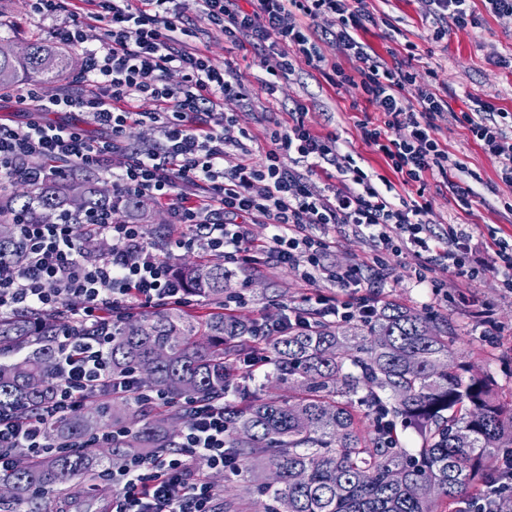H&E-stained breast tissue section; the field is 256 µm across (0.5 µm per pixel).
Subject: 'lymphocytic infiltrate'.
I'll use <instances>...</instances> for the list:
<instances>
[{
  "label": "lymphocytic infiltrate",
  "mask_w": 512,
  "mask_h": 512,
  "mask_svg": "<svg viewBox=\"0 0 512 512\" xmlns=\"http://www.w3.org/2000/svg\"><path fill=\"white\" fill-rule=\"evenodd\" d=\"M185 0H31L35 16L46 21L54 42L82 48L86 65L72 87L47 95L40 88L21 89L16 100L27 118L0 122V177L8 178L29 157L53 159L47 170H32L34 182L84 173L108 175L118 200L150 197L183 224L176 246L200 238L225 264L244 268L274 260L295 268L307 280L323 276L335 293L305 296L267 325L269 334L291 326L306 327L310 314L340 323L372 316L378 297L353 301L369 266H382L390 253L407 252L421 260L418 283L428 282L431 266L471 279L492 275L512 294V241L485 243V257L472 245L469 225L433 230L427 199L391 200L343 152L335 133H321L305 117L308 107L294 101L288 119L266 129L269 144L262 163H254L246 146L250 130L224 113L225 101H249L244 77L215 66L204 52L187 43L190 18ZM199 18L219 30L232 45L248 43L267 58L261 92L275 98L281 79L294 71L283 53L292 46L332 87H357L363 102L382 116L363 120L362 139L382 154L402 185H422L427 177L451 178L463 165L436 136L435 119L448 107L432 83L386 59L359 33L374 24L366 0H199ZM331 15L329 30L314 20ZM96 23L97 46L85 44L84 29ZM334 50L337 61L326 52ZM178 74L179 84L169 81ZM149 101L153 111H139ZM46 112H79L84 123L42 122ZM463 121L476 143L499 162L498 175L512 184V112L483 103ZM106 130L105 138L88 135L87 125ZM150 125L160 140L129 147L132 127ZM238 161L229 164L231 150ZM123 155L119 166L110 158ZM264 224V243L249 238L241 218ZM347 226L375 247L371 262L329 268L326 256L332 232ZM109 239V254L91 258L84 235ZM16 244L22 263L0 267V316L31 307L56 310L68 306L74 323L92 328L89 336L63 333L61 377L53 397L34 416H0V472L15 467L18 452L41 456L49 442L45 424L79 411L85 393L108 386L107 316L132 305L181 306L186 293L160 260L143 225L121 221L109 211L81 215L61 211L49 222L21 221ZM191 415L173 452L126 458L100 471L106 495L103 512H217V489L193 473L194 467H227V428L221 401L188 400ZM512 497V456H503L480 498L465 512H498Z\"/></svg>",
  "instance_id": "f902f5d3"
}]
</instances>
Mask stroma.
<instances>
[{
  "mask_svg": "<svg viewBox=\"0 0 512 512\" xmlns=\"http://www.w3.org/2000/svg\"><path fill=\"white\" fill-rule=\"evenodd\" d=\"M473 6L480 27H453L444 39L437 40L433 33L440 22L426 16L425 0H368L376 24L365 39L383 54L392 47L390 35L397 29L417 45L408 66L419 80H432L447 100L448 112L438 120L436 134L464 164L461 178L475 192L466 206L441 177L429 179L425 191L432 204L429 218L438 231L451 224L472 225L476 240L481 241L512 236V210L504 208L512 202V186L501 182L497 160L483 152L457 116L476 110L482 101L512 111V71L497 64L498 58L512 56V16L490 14L483 0H473ZM1 36L19 53L30 43L48 38L46 26L30 11L29 0H0ZM193 43L216 66L241 73L250 85H257L265 74L267 60L262 52L248 45H231L204 23H197ZM294 65V73L283 82L277 98L257 93L250 105L228 102L225 111L236 113L241 126L259 133L285 120V109L293 101H304L309 124L336 133L344 151L357 158L365 170L390 182L401 197L415 196V188L401 185L383 156L364 144L358 126L361 115L351 109L360 97L358 89L331 87L302 58H295ZM387 265L385 286L378 291L380 299L436 317L453 336L459 360L489 376L499 400L512 403V296L500 292L493 277L470 280L439 269L432 272L431 283L417 284L418 261L408 254L388 256ZM333 289L326 278L308 283L294 268L276 263L237 272L229 286L230 294L245 297L244 304L234 307V314L258 321L277 319L283 305Z\"/></svg>",
  "mask_w": 512,
  "mask_h": 512,
  "instance_id": "obj_1",
  "label": "stroma"
}]
</instances>
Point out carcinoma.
Returning a JSON list of instances; mask_svg holds the SVG:
<instances>
[{
	"mask_svg": "<svg viewBox=\"0 0 512 512\" xmlns=\"http://www.w3.org/2000/svg\"><path fill=\"white\" fill-rule=\"evenodd\" d=\"M66 50L34 42L21 55H0V88L19 76L49 82L66 73ZM0 198V264L18 256L14 219L42 221L65 205L112 207V194L93 185L80 202L74 183L35 188ZM175 275L211 311L192 322L179 308L112 317L108 356L112 383L137 377L141 388L172 404L182 396L208 400L241 391L258 322L221 312L235 272L224 258L179 263ZM68 310L23 311L0 318V413L38 411L55 391L58 336ZM268 341L267 380L288 396H255L224 403L227 455L253 495L256 512H459L487 479L494 457L512 442V408L500 402L486 376L467 374L454 359L453 337L432 318L388 303L373 320L343 327L314 317ZM372 417L373 430L357 415ZM177 412L150 415L141 401L114 395L98 415L85 411L52 420L47 432L70 449L23 458L0 476L5 500L25 503L35 491L54 492L93 475L109 461L177 446ZM419 426L420 448H406L397 421ZM112 428L106 448H80L93 433Z\"/></svg>",
	"mask_w": 512,
	"mask_h": 512,
	"instance_id": "obj_1",
	"label": "carcinoma"
}]
</instances>
